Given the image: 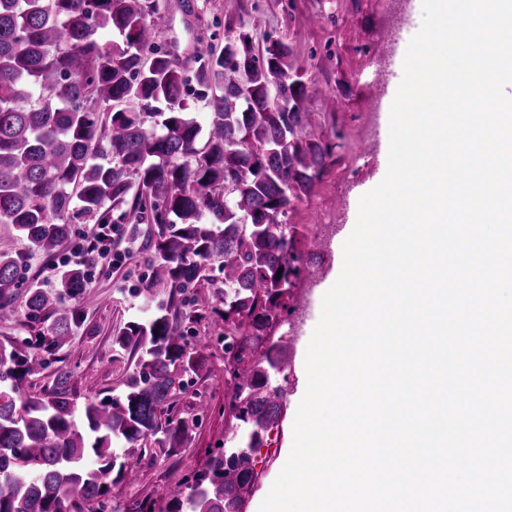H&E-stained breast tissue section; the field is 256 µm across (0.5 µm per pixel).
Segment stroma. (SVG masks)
<instances>
[{"label":"stroma","instance_id":"35a3bbf8","mask_svg":"<svg viewBox=\"0 0 512 512\" xmlns=\"http://www.w3.org/2000/svg\"><path fill=\"white\" fill-rule=\"evenodd\" d=\"M168 22L158 32L157 43L168 49L179 69L192 72L197 38L224 45L225 27L260 26L287 39L294 68L303 72L318 93L309 110L326 138H341L324 176L311 193L295 202L288 221L296 231V248L307 278L296 281L294 295L318 298L320 284L339 270L336 251L312 252L313 239L336 235L341 224H355L358 201L386 173L382 155L366 154L364 146L378 126L389 118V102H378L375 92L390 79L387 56L392 33L407 18L403 0H167ZM338 99L336 110L324 101L327 92ZM149 227L124 225L107 244V256H93L89 276L90 297L68 300L75 312L69 343L46 354V369L30 381L29 391L43 397L50 393L59 367L71 372L70 388L77 403L119 395L135 364L128 354L116 351L113 336L132 320L146 316L150 302L146 284L150 251ZM214 358L194 379L195 389L206 392L212 409L204 416L193 438L180 453L145 456L139 462L136 484L117 483L105 500V512H131L135 502L149 499L154 512H168L169 495L188 477L199 473L211 452L233 447L239 424L224 413V351L214 346ZM299 356L292 353L284 366L288 394L284 416L264 434L257 454L258 485L247 504L256 512L285 464L293 442V421L298 406Z\"/></svg>","mask_w":512,"mask_h":512}]
</instances>
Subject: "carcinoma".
Here are the masks:
<instances>
[{
    "instance_id": "cac0c4a2",
    "label": "carcinoma",
    "mask_w": 512,
    "mask_h": 512,
    "mask_svg": "<svg viewBox=\"0 0 512 512\" xmlns=\"http://www.w3.org/2000/svg\"><path fill=\"white\" fill-rule=\"evenodd\" d=\"M164 12L159 0H0V224L47 256L76 218L151 224L144 291L167 293L148 320L112 338L135 361L118 397L77 406L63 368L50 394L33 397L28 382L44 360L0 345V512H84L113 480H138L136 452L177 454L211 410L199 391L195 415L176 408L184 377L213 355L191 324L218 333L234 355L229 412L244 400L245 425L265 430L280 419L264 373L287 353L267 340L270 322L295 301L286 292L299 261L288 210L336 144L315 129L313 91L286 39L269 35L256 48L252 32L238 30L218 52L200 40L189 78L156 46ZM198 102L204 129L189 117ZM20 279L14 241L0 236L6 320ZM87 284L85 268L65 263L54 290L28 288L29 321L51 320L46 350L69 341L66 300L89 294ZM253 466L247 454L227 465L212 457L170 512H229L251 494Z\"/></svg>"
}]
</instances>
